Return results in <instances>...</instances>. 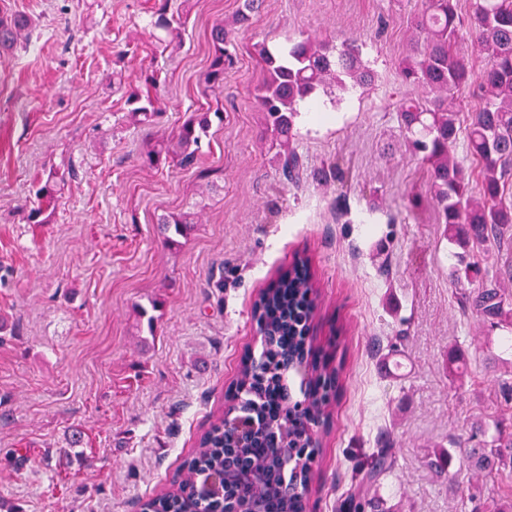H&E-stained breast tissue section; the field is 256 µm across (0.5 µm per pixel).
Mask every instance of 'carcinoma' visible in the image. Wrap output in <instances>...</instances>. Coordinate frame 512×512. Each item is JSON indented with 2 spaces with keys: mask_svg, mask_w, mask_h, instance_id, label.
Returning <instances> with one entry per match:
<instances>
[{
  "mask_svg": "<svg viewBox=\"0 0 512 512\" xmlns=\"http://www.w3.org/2000/svg\"><path fill=\"white\" fill-rule=\"evenodd\" d=\"M261 0H242L232 20L220 21L211 30V59L205 75L209 87L224 83L232 59L235 35L248 29ZM470 27L474 43L485 54V65L476 79V102L460 119L462 91L471 85L468 60L459 48L462 26L456 0H424L414 17L409 53L399 66L401 81L425 89V97L404 99L398 118L410 151L422 156L428 166L427 197L434 207L443 236L462 252L450 276L463 288L459 302L464 313L479 316L490 329L512 327V294L502 281L512 282V0H472ZM191 0H155L148 26L161 30L156 37L164 47H182L180 28L173 26L174 11L186 15ZM36 29L33 20L0 12V56L27 47ZM258 54L267 80L258 95L266 131L275 136V160L283 180L296 185L304 173V161L294 147L295 119L299 105L323 93L333 96L347 89V82L369 85L371 70L363 63L359 46L349 41L336 46L330 40L290 37L284 43L258 44ZM146 94L130 93L127 103L141 125L159 115L156 91L158 72L144 75ZM222 120L223 109L207 108L189 116L168 142L149 146L144 162L152 167L175 163L193 166L212 118ZM465 135L471 158L469 166L451 154L460 135ZM54 174L36 191V207L27 220L55 207L66 175ZM161 232L187 237L194 214L180 212L159 218ZM497 251L499 274L489 275L482 255ZM471 288H465V285ZM315 285L308 259L297 257L288 270L260 294L254 318L261 334L259 356H247L234 389L227 397L257 426L256 443L237 448L224 437V416L215 418L201 435L191 458L171 488L141 504L142 512H249L250 500L265 499L268 512H309L307 490L315 474L310 456L289 452L301 448L309 436L305 424L329 421L328 392L336 382L338 367L316 347L309 333L315 317ZM293 359L306 360L301 388L308 405L298 416L290 415L282 396L287 384L279 370ZM482 446L470 449L467 465L481 475L497 473L512 464V433L499 424H477ZM394 465L392 444L377 442L366 461L363 485L368 487L389 473ZM224 472L229 479L224 499L205 501L197 492L194 477Z\"/></svg>",
  "mask_w": 512,
  "mask_h": 512,
  "instance_id": "carcinoma-1",
  "label": "carcinoma"
}]
</instances>
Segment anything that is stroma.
I'll use <instances>...</instances> for the list:
<instances>
[{"instance_id": "35a3bbf8", "label": "stroma", "mask_w": 512, "mask_h": 512, "mask_svg": "<svg viewBox=\"0 0 512 512\" xmlns=\"http://www.w3.org/2000/svg\"><path fill=\"white\" fill-rule=\"evenodd\" d=\"M154 0H0L37 23L27 49L0 57V502L19 512H136L176 477L224 409L242 355L260 352L259 292L294 255L319 289L313 339L341 365L319 441L312 512H349L355 473L387 432L396 466L363 512H472L464 490L512 500V467L485 478L465 466L471 425L502 421L512 400L508 330L463 314L449 276L455 248L425 202L428 173L400 137L397 79L422 0H264L235 39L224 88L204 82L213 24L239 0H193L184 43L153 56ZM306 33L356 36L370 88L304 102L295 144L299 185L283 182L256 97V45ZM159 70L161 114L134 124L126 103L146 68ZM219 104L194 167L150 168L148 143ZM331 120L314 124L312 105ZM348 182L329 175L336 156ZM75 167L40 224L27 212L50 172ZM420 195L419 207L407 197ZM198 223L168 245L159 216ZM223 287H216V280ZM401 376L385 374L387 345ZM467 369L452 375L450 349ZM499 358L487 373V353ZM82 432L85 445L68 438ZM449 448L448 476L426 464Z\"/></svg>"}]
</instances>
